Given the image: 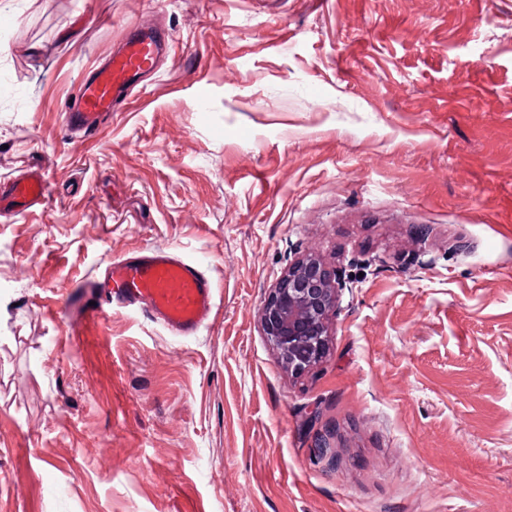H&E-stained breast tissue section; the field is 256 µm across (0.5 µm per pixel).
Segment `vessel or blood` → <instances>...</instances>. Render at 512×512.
<instances>
[{
  "instance_id": "1",
  "label": "vessel or blood",
  "mask_w": 512,
  "mask_h": 512,
  "mask_svg": "<svg viewBox=\"0 0 512 512\" xmlns=\"http://www.w3.org/2000/svg\"><path fill=\"white\" fill-rule=\"evenodd\" d=\"M164 46L161 33L134 27L120 51L81 83L66 110L68 128L91 136L153 69ZM49 196L44 173L29 172L0 184V214L21 215ZM106 293L85 311L87 322H104L116 310H135L177 336H193L218 310L215 288L198 266L169 249L149 247L112 260Z\"/></svg>"
}]
</instances>
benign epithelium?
Wrapping results in <instances>:
<instances>
[{
  "label": "benign epithelium",
  "mask_w": 512,
  "mask_h": 512,
  "mask_svg": "<svg viewBox=\"0 0 512 512\" xmlns=\"http://www.w3.org/2000/svg\"><path fill=\"white\" fill-rule=\"evenodd\" d=\"M345 287L335 268L309 255L291 264L271 289L258 319L288 373L301 375L325 358L329 322Z\"/></svg>",
  "instance_id": "1"
}]
</instances>
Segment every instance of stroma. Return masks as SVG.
<instances>
[{"mask_svg": "<svg viewBox=\"0 0 512 512\" xmlns=\"http://www.w3.org/2000/svg\"><path fill=\"white\" fill-rule=\"evenodd\" d=\"M137 24L170 34L156 75L69 133ZM28 169L48 199L0 216V512H512V0H8L0 182ZM146 247L212 281L197 335L83 322ZM311 254L348 286L295 379L257 312Z\"/></svg>", "mask_w": 512, "mask_h": 512, "instance_id": "35a3bbf8", "label": "stroma"}]
</instances>
